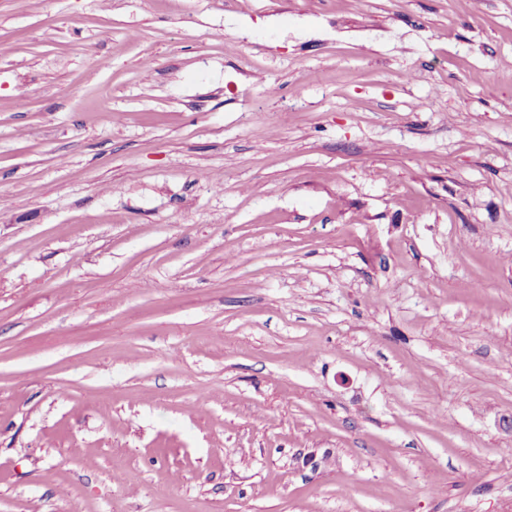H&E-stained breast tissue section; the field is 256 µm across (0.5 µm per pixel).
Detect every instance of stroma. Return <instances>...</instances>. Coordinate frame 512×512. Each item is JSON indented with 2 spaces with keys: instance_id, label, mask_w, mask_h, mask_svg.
<instances>
[{
  "instance_id": "35a3bbf8",
  "label": "stroma",
  "mask_w": 512,
  "mask_h": 512,
  "mask_svg": "<svg viewBox=\"0 0 512 512\" xmlns=\"http://www.w3.org/2000/svg\"><path fill=\"white\" fill-rule=\"evenodd\" d=\"M0 512H512V0H0Z\"/></svg>"
}]
</instances>
